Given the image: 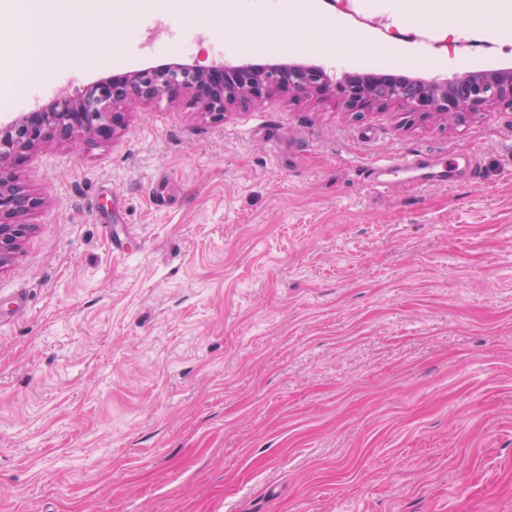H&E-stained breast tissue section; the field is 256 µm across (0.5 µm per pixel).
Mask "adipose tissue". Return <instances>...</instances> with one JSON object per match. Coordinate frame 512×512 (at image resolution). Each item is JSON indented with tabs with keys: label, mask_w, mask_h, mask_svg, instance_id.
Masks as SVG:
<instances>
[{
	"label": "adipose tissue",
	"mask_w": 512,
	"mask_h": 512,
	"mask_svg": "<svg viewBox=\"0 0 512 512\" xmlns=\"http://www.w3.org/2000/svg\"><path fill=\"white\" fill-rule=\"evenodd\" d=\"M18 29V40L5 53L14 62L9 82H0V96L23 90L57 64L63 24L71 0H5Z\"/></svg>",
	"instance_id": "obj_1"
}]
</instances>
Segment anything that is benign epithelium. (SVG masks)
Returning a JSON list of instances; mask_svg holds the SVG:
<instances>
[{
	"label": "benign epithelium",
	"mask_w": 512,
	"mask_h": 512,
	"mask_svg": "<svg viewBox=\"0 0 512 512\" xmlns=\"http://www.w3.org/2000/svg\"><path fill=\"white\" fill-rule=\"evenodd\" d=\"M280 95L294 102L333 101L346 112L396 108L422 118L459 121L476 112L512 110V70L462 73L446 80L384 74L333 80L313 65L175 63L118 74L89 84L78 96L60 94L51 103L0 126V268L18 251L30 225L18 218L41 199L18 183L16 169L27 155L52 141H108L125 129L137 105L165 101L214 123L227 112Z\"/></svg>",
	"instance_id": "7a95c632"
}]
</instances>
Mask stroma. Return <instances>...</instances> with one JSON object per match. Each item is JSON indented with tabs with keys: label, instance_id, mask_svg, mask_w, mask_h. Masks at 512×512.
<instances>
[{
	"label": "stroma",
	"instance_id": "1",
	"mask_svg": "<svg viewBox=\"0 0 512 512\" xmlns=\"http://www.w3.org/2000/svg\"><path fill=\"white\" fill-rule=\"evenodd\" d=\"M301 5L91 0L57 90L122 57L512 68V26L454 0ZM412 150L481 177L371 184ZM17 175L42 204L0 267V512H512L511 109L275 97L215 124L162 102Z\"/></svg>",
	"mask_w": 512,
	"mask_h": 512
}]
</instances>
